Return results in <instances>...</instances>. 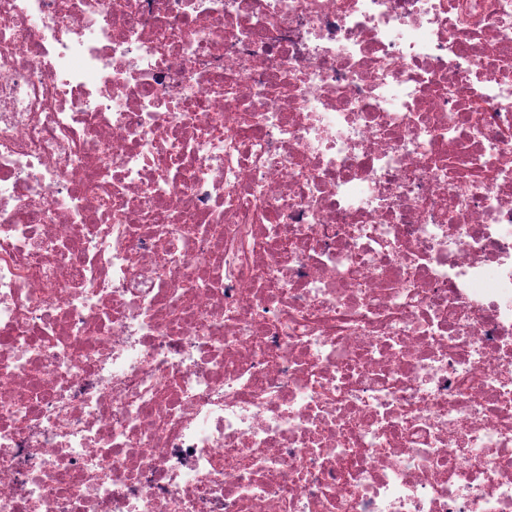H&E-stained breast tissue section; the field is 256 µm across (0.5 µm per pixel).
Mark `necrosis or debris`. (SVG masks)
Instances as JSON below:
<instances>
[{
    "mask_svg": "<svg viewBox=\"0 0 512 512\" xmlns=\"http://www.w3.org/2000/svg\"><path fill=\"white\" fill-rule=\"evenodd\" d=\"M0 512H512V0H0Z\"/></svg>",
    "mask_w": 512,
    "mask_h": 512,
    "instance_id": "obj_1",
    "label": "necrosis or debris"
}]
</instances>
